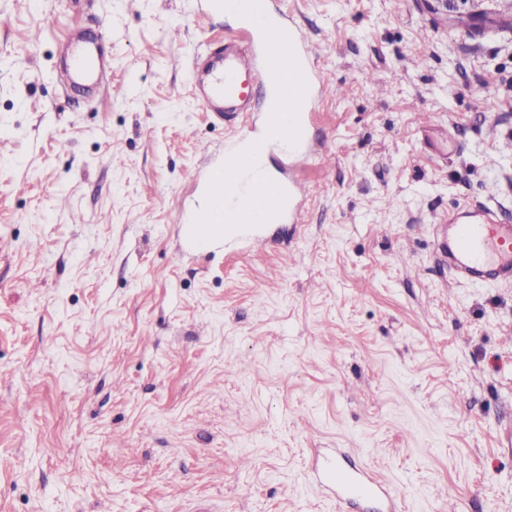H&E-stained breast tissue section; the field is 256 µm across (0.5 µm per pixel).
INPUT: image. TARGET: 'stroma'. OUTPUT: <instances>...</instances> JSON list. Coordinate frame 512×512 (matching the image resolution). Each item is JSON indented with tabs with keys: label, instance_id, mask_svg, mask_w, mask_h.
<instances>
[{
	"label": "stroma",
	"instance_id": "35a3bbf8",
	"mask_svg": "<svg viewBox=\"0 0 512 512\" xmlns=\"http://www.w3.org/2000/svg\"><path fill=\"white\" fill-rule=\"evenodd\" d=\"M200 3L0 0V512H349L317 449L398 512H512V283L435 245L458 207L512 224V28L274 0L331 88L301 222L197 254L200 149L233 133L193 92L233 28ZM78 30L120 96L67 85ZM321 479L326 487L342 501L351 503L360 499L387 502L394 510V491L377 477L354 464H347L344 456L331 455L324 458Z\"/></svg>",
	"mask_w": 512,
	"mask_h": 512
}]
</instances>
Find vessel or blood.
I'll list each match as a JSON object with an SVG mask.
<instances>
[{"label":"vessel or blood","instance_id":"1","mask_svg":"<svg viewBox=\"0 0 512 512\" xmlns=\"http://www.w3.org/2000/svg\"><path fill=\"white\" fill-rule=\"evenodd\" d=\"M235 23L199 100L232 126L242 117V105L261 99L264 123L262 130L234 133L224 148L223 163L206 165L204 186L212 194L213 208L185 219L187 242L198 252L221 236L245 240L252 249L265 245L264 226L243 216L246 177L260 175L262 208L272 224L299 223L300 203L307 193L304 182L284 176L277 161L283 156L298 166L310 158V107L320 87L314 53L299 25L276 9L273 0H252L250 15L237 17ZM58 52L76 77H89L100 66L98 53L73 38L59 41ZM287 96L299 99L300 105L289 123L281 125L276 108ZM436 246L456 279L512 282V224L500 223L489 208L469 213L463 221L450 219ZM321 479L347 503L395 501L392 488L338 455L324 458Z\"/></svg>","mask_w":512,"mask_h":512}]
</instances>
